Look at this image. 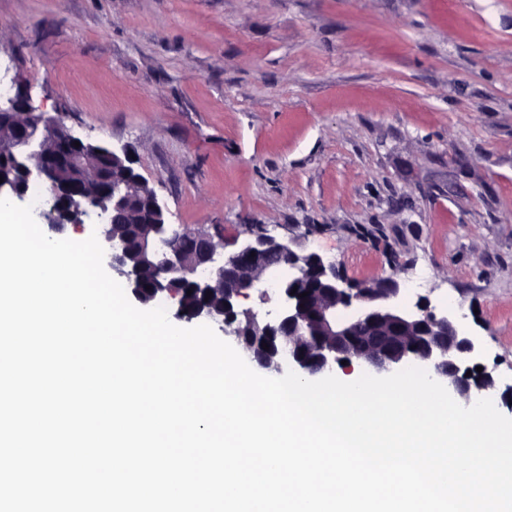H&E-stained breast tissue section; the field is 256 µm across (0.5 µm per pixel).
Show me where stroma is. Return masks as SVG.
I'll list each match as a JSON object with an SVG mask.
<instances>
[{
    "mask_svg": "<svg viewBox=\"0 0 512 512\" xmlns=\"http://www.w3.org/2000/svg\"><path fill=\"white\" fill-rule=\"evenodd\" d=\"M0 82L225 250L463 309L512 418V0H0Z\"/></svg>",
    "mask_w": 512,
    "mask_h": 512,
    "instance_id": "35a3bbf8",
    "label": "stroma"
}]
</instances>
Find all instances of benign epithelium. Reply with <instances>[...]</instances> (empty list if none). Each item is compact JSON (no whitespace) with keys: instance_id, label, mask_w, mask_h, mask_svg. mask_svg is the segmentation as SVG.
<instances>
[{"instance_id":"benign-epithelium-1","label":"benign epithelium","mask_w":512,"mask_h":512,"mask_svg":"<svg viewBox=\"0 0 512 512\" xmlns=\"http://www.w3.org/2000/svg\"><path fill=\"white\" fill-rule=\"evenodd\" d=\"M0 178V198L48 188L53 203L45 217L54 229H81L96 213L108 265L135 299L166 305L180 321L217 325L260 369L310 380L355 364L371 374L416 366L466 403L495 388L490 374L470 372L480 347L457 317L424 299L399 305L396 276L348 279L299 238L262 230L227 252L224 234L169 221L127 149L86 141L20 97L0 107ZM269 286L279 299L274 311L260 318L240 308L249 291L265 298Z\"/></svg>"}]
</instances>
